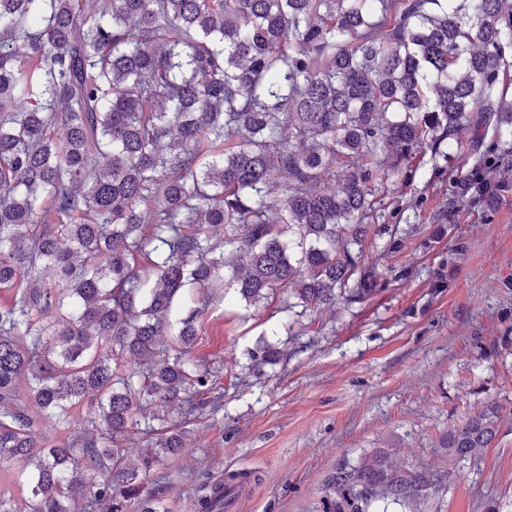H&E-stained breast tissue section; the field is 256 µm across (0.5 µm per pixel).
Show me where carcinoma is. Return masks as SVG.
<instances>
[{"label": "carcinoma", "instance_id": "cac0c4a2", "mask_svg": "<svg viewBox=\"0 0 512 512\" xmlns=\"http://www.w3.org/2000/svg\"><path fill=\"white\" fill-rule=\"evenodd\" d=\"M509 51L512 0H0V468L28 492L0 512H103L121 489L159 512L121 441L152 410L147 470L223 408L193 357L209 297L282 291L301 318L382 291L368 184L463 132L499 169ZM499 421L467 418L448 456ZM447 479L377 451L336 466L330 512Z\"/></svg>", "mask_w": 512, "mask_h": 512}]
</instances>
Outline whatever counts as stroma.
I'll use <instances>...</instances> for the list:
<instances>
[{
  "label": "stroma",
  "mask_w": 512,
  "mask_h": 512,
  "mask_svg": "<svg viewBox=\"0 0 512 512\" xmlns=\"http://www.w3.org/2000/svg\"><path fill=\"white\" fill-rule=\"evenodd\" d=\"M478 161L444 142L401 191L373 187L384 229L365 254L403 274L376 297L337 304L300 336L287 294L211 300L194 356L215 370L224 408L191 419L187 447L153 463L144 493L199 512L213 483L244 472L237 512H324L337 465L385 450L447 470L420 512H512V186L490 172L493 202L466 190ZM263 339L282 356L256 375L248 353ZM487 407L502 416L491 448L449 459V431Z\"/></svg>",
  "instance_id": "1"
}]
</instances>
